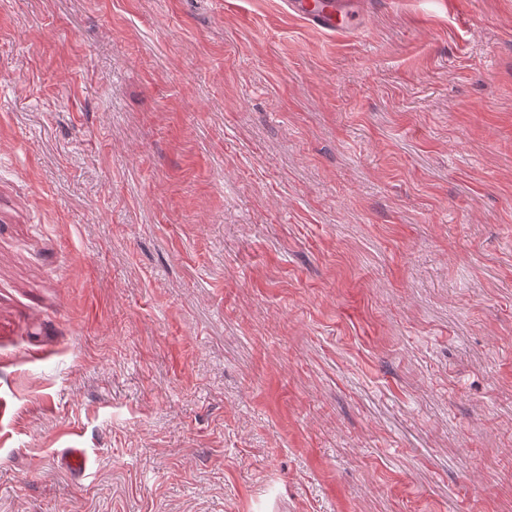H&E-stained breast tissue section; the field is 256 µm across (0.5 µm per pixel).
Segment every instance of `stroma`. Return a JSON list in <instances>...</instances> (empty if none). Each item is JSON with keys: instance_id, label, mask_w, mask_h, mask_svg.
<instances>
[{"instance_id": "1", "label": "stroma", "mask_w": 512, "mask_h": 512, "mask_svg": "<svg viewBox=\"0 0 512 512\" xmlns=\"http://www.w3.org/2000/svg\"><path fill=\"white\" fill-rule=\"evenodd\" d=\"M283 6L0 0V512H512V0ZM288 13L324 32H354L359 29L350 23L359 4L352 0H286Z\"/></svg>"}]
</instances>
